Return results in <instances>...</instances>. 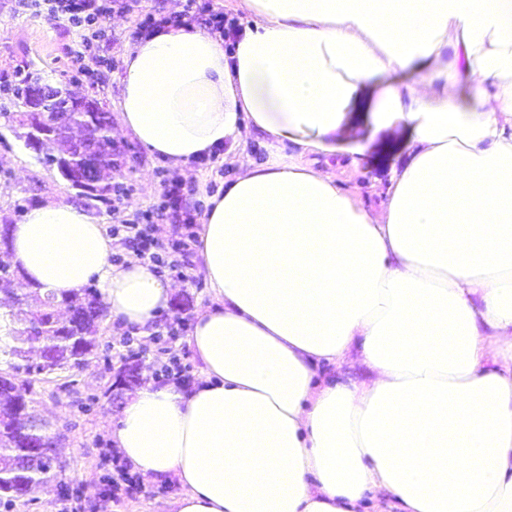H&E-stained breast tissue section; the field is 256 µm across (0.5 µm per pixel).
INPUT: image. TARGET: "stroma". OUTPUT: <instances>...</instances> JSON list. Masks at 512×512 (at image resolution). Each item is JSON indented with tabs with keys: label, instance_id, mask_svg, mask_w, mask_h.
I'll list each match as a JSON object with an SVG mask.
<instances>
[{
	"label": "stroma",
	"instance_id": "35a3bbf8",
	"mask_svg": "<svg viewBox=\"0 0 512 512\" xmlns=\"http://www.w3.org/2000/svg\"><path fill=\"white\" fill-rule=\"evenodd\" d=\"M186 0H138L130 12H113L105 23V37L97 53L114 61V68L105 70L99 80L88 81L78 74L74 52L81 36L64 18L21 11L16 0H0V86L12 83L17 72L48 81L52 86L69 88L107 111H114L121 93L122 61L136 41L138 11L150 12L164 8L168 12L182 11ZM368 104H360L352 122L342 129L343 137L369 141L370 146L360 162V172L346 181L352 190L369 205H381L382 191L393 168L405 155L408 132L394 127L372 134L366 114ZM115 142L130 148L135 157V169L126 173L131 191L119 209L101 206L96 217L105 224H118L126 215L154 205L161 192L162 178H175L194 185L195 197L208 201L223 191L226 182L234 180L240 168L233 158H216L204 163H189L173 169L149 154L131 135L113 129ZM23 201L25 208L67 202L78 203L77 192L56 170L38 162L36 153L15 137L11 129L0 124V224L18 221L14 204ZM173 293L166 317L194 320L198 311L212 303V296L199 264H192L186 278L172 279ZM125 329L118 320L105 319L99 334L102 344L109 347V360L89 358L87 365L75 374H61L51 383L36 384L37 410L53 430L62 435L60 454L73 485L63 493L51 484L39 491L38 499L29 507H16L14 512H172L173 502L181 492L177 483L157 485L132 472L124 484H116L117 473L111 451L112 431L121 411L105 390L116 383L118 372L127 354L120 338ZM99 395L98 404L89 411L82 404L88 395Z\"/></svg>",
	"mask_w": 512,
	"mask_h": 512
}]
</instances>
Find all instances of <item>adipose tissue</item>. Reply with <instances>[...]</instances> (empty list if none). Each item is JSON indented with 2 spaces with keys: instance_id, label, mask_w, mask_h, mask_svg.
Wrapping results in <instances>:
<instances>
[{
  "instance_id": "1",
  "label": "adipose tissue",
  "mask_w": 512,
  "mask_h": 512,
  "mask_svg": "<svg viewBox=\"0 0 512 512\" xmlns=\"http://www.w3.org/2000/svg\"><path fill=\"white\" fill-rule=\"evenodd\" d=\"M241 7L258 21L232 51L188 27L124 58L122 131L175 167L226 148L241 172L194 244L213 295L187 337L200 383L138 390L113 444L178 480L175 512H355L375 492L397 512H512V0ZM366 99L375 130L411 133L378 210L341 184L366 147L337 132ZM246 129L265 162L239 153ZM11 241L28 282L97 281L143 334L169 305L82 206L33 207ZM353 350L368 379L319 380Z\"/></svg>"
}]
</instances>
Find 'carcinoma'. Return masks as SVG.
Returning <instances> with one entry per match:
<instances>
[{
	"instance_id": "cac0c4a2",
	"label": "carcinoma",
	"mask_w": 512,
	"mask_h": 512,
	"mask_svg": "<svg viewBox=\"0 0 512 512\" xmlns=\"http://www.w3.org/2000/svg\"><path fill=\"white\" fill-rule=\"evenodd\" d=\"M95 124L91 140L97 157L98 178L89 190H78L85 206L98 208L112 201V173L123 165L115 153L112 116L98 103H92ZM9 128L25 141L32 136L35 114L7 112ZM20 266L11 255V245L0 244V293H14ZM39 305L32 308L28 296H15L13 306L0 310V500L14 507L35 503L33 494L55 479L57 467L48 460L37 467H22L20 461L31 452L30 443L38 438L29 433L31 419L38 415L33 385L62 373L81 370L87 360L101 351V323L107 307L93 285L57 296L40 287L30 289ZM138 353L128 350L119 385L132 388L140 383Z\"/></svg>"
}]
</instances>
